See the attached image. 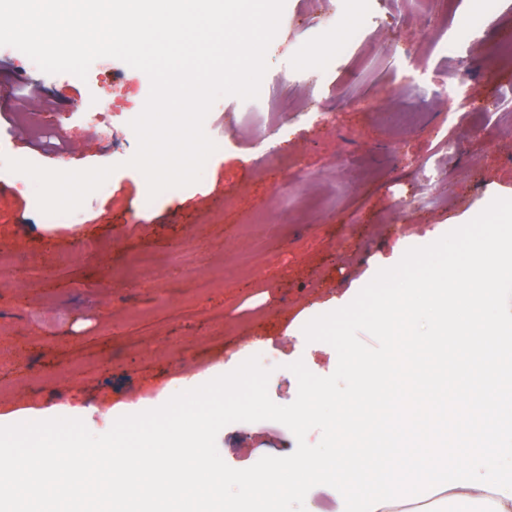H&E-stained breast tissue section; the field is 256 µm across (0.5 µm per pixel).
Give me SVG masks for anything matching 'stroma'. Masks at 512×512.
<instances>
[{
	"label": "stroma",
	"mask_w": 512,
	"mask_h": 512,
	"mask_svg": "<svg viewBox=\"0 0 512 512\" xmlns=\"http://www.w3.org/2000/svg\"><path fill=\"white\" fill-rule=\"evenodd\" d=\"M453 7L479 35L432 23L438 0H285L258 98L217 99L204 130L218 149L201 181L153 199L127 165L147 75L114 58L83 80L48 74L0 46L5 156L115 168L54 229L28 176L19 191L0 182V407L60 402L75 386L101 423L114 401L155 396L236 353L270 369L279 405L297 396L291 363L332 374L334 348L286 335L292 319L346 306L435 228L512 198V0ZM460 56L467 79L444 83ZM106 107L111 127L89 125L86 112ZM388 112L426 121L390 127ZM424 163L427 183L414 177ZM254 247L266 260L249 268ZM217 440L236 469L296 448L269 420L228 424Z\"/></svg>",
	"instance_id": "35a3bbf8"
}]
</instances>
